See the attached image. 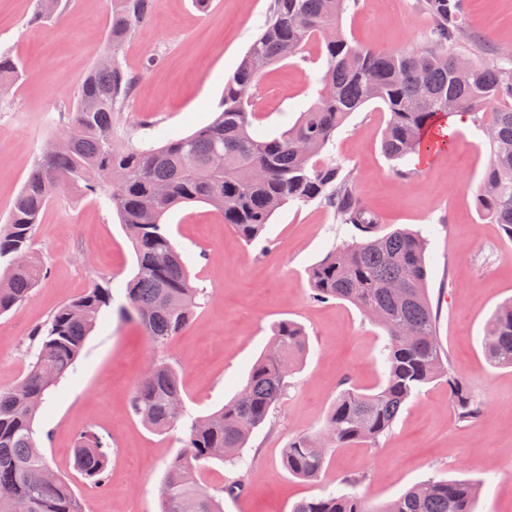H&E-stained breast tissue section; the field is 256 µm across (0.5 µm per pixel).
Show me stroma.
I'll return each mask as SVG.
<instances>
[{"label":"stroma","mask_w":512,"mask_h":512,"mask_svg":"<svg viewBox=\"0 0 512 512\" xmlns=\"http://www.w3.org/2000/svg\"><path fill=\"white\" fill-rule=\"evenodd\" d=\"M271 0H155L120 59L137 77L134 93L112 115L120 147L161 145L209 124ZM38 0H0V50L28 76L0 100V224L42 146L67 121L74 93L109 49L110 0H67L61 18L35 21ZM469 31L501 57L512 56V0H465ZM434 25L417 0H357L342 17L346 35L381 52L422 47ZM324 58L317 44L270 66L252 91L258 132L277 135L319 97ZM389 114L377 103L354 112L334 137L333 152L351 170L358 193L383 231L422 230L428 238V288L438 309V338L452 374L481 401L476 422L455 417L446 380L422 388L377 446L338 449L313 481L288 473L285 443L324 430L343 382L370 390L384 378L385 331L348 302H316L309 268L347 237L319 202L278 210L263 236L241 240L211 206L194 202L164 222L201 290L188 326L155 348L136 322L105 315L88 337L75 372L53 392L35 428L55 470L69 479L83 512H157L166 467L181 431L158 434L131 410L135 383L160 358L179 371L192 413L208 414L244 387L283 319L300 323L309 354L289 379L268 423L250 436L237 471L212 461L211 488L243 479L224 512H290L296 501L331 492L378 506L423 481L466 479L481 487L476 512H512V368L492 366L482 337L496 306L512 297V239L481 210L475 188L491 159L481 123L453 124L456 144L431 163L409 159L401 178L381 152ZM33 245L48 268L18 311L0 314V385L21 378L31 361L30 332L95 282L112 281L116 302L136 273L133 245L114 208L66 188L46 207ZM95 429L112 445L108 482L98 486L74 467L77 435Z\"/></svg>","instance_id":"stroma-1"}]
</instances>
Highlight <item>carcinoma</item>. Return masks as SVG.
<instances>
[{
  "label": "carcinoma",
  "mask_w": 512,
  "mask_h": 512,
  "mask_svg": "<svg viewBox=\"0 0 512 512\" xmlns=\"http://www.w3.org/2000/svg\"><path fill=\"white\" fill-rule=\"evenodd\" d=\"M350 0H272L269 18L252 41L224 98L207 126L156 148L123 149L112 142V113L122 110L135 79L118 58L134 25L145 22L155 0H112V66H93L77 92L71 118L62 131L76 132L73 147L37 159L9 217L0 224V313L20 308L44 280L47 268L33 247L35 227L46 205L67 186L115 208L133 244L137 272L124 287L122 320L138 322L149 341L165 346L190 321L199 289L172 240L164 216L187 202H204L224 215L243 240H258L272 215L289 203L320 201L336 223L352 229L350 239L309 270L313 298L342 300L389 336L384 381L370 392L341 389L329 410L330 446L303 435L288 440L281 457L288 472L317 479L334 451L362 442L376 444L388 433L406 402L440 378L448 380L454 412L461 422L483 413L482 403L455 378L436 331V311L428 294L427 239L406 228L383 233L378 216L353 187L351 171L331 153L336 130L369 102L382 104L389 120L381 150L399 163L428 147L425 135L456 111L485 127L491 161L476 187L477 200L494 223L512 238V67L500 63L485 40L467 35L463 0H419L434 20L426 45L381 53L350 40L340 19ZM62 0H40L35 19L62 14ZM324 56L317 102L279 135L254 129L249 94L267 67L294 58L312 40ZM27 74L24 63L0 53V86ZM252 172L248 183L240 171ZM170 252L173 265L159 269L156 254ZM27 256L24 265L14 262ZM393 281L406 284L396 295ZM112 310V280L97 282L83 295L56 309L32 331L36 353L26 375L0 388V512H83L70 481L51 467L34 429L36 415L81 357L88 336ZM487 360L512 367V299L500 303L484 327ZM307 351L304 329L279 321L271 345L253 365L242 391L205 416L192 415L182 395L176 367L165 359L135 385L131 406L148 428L183 432L182 449L167 465L159 512H224L222 493L243 486L234 480L211 492L200 472L218 460L241 464L240 450L251 433L270 419L288 389V377ZM112 456L110 443L92 429L76 440V469L100 485ZM478 485L469 480H428L398 498L370 507L351 495L329 494L296 502L291 512H475Z\"/></svg>",
  "instance_id": "carcinoma-1"
}]
</instances>
